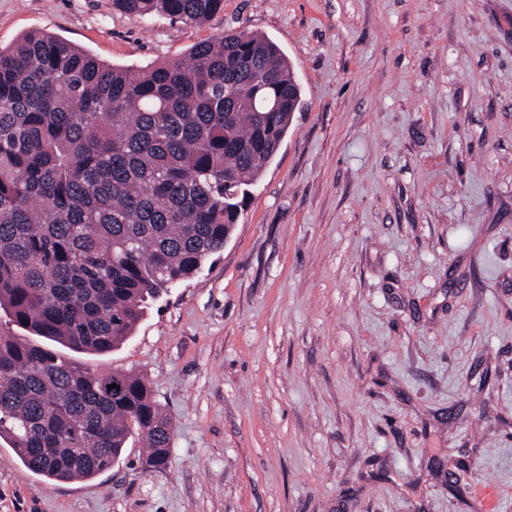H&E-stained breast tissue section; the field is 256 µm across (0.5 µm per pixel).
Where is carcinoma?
Masks as SVG:
<instances>
[{"label":"carcinoma","instance_id":"1","mask_svg":"<svg viewBox=\"0 0 512 512\" xmlns=\"http://www.w3.org/2000/svg\"><path fill=\"white\" fill-rule=\"evenodd\" d=\"M201 25L224 0H112ZM300 104L268 37L239 30L140 71L34 30L0 48V439L50 481L90 479L144 438L166 467L172 423L143 378L103 355L150 304L224 248ZM120 389H108L113 382Z\"/></svg>","mask_w":512,"mask_h":512}]
</instances>
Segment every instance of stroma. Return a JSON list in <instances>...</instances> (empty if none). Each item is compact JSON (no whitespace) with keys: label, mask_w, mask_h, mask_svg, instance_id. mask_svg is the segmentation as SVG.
I'll list each match as a JSON object with an SVG mask.
<instances>
[{"label":"stroma","mask_w":512,"mask_h":512,"mask_svg":"<svg viewBox=\"0 0 512 512\" xmlns=\"http://www.w3.org/2000/svg\"><path fill=\"white\" fill-rule=\"evenodd\" d=\"M246 28L301 101L223 250L104 357L169 414L49 482L0 440V512H512V0H224L200 26L112 0H0L134 70ZM443 469H436V462Z\"/></svg>","instance_id":"35a3bbf8"}]
</instances>
